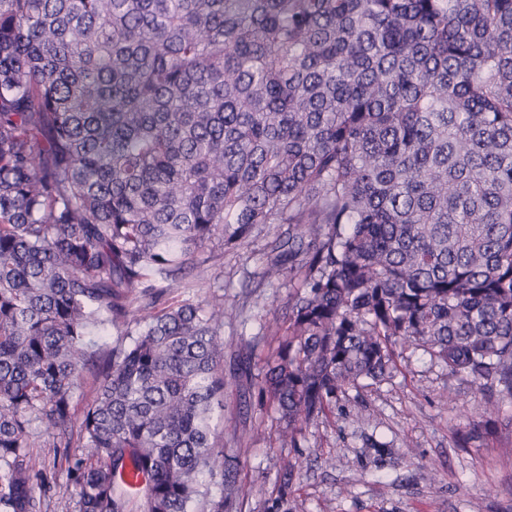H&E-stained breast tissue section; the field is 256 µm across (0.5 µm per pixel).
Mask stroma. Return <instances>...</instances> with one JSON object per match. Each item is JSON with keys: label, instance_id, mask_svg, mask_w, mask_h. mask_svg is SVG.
I'll list each match as a JSON object with an SVG mask.
<instances>
[{"label": "stroma", "instance_id": "35a3bbf8", "mask_svg": "<svg viewBox=\"0 0 512 512\" xmlns=\"http://www.w3.org/2000/svg\"><path fill=\"white\" fill-rule=\"evenodd\" d=\"M279 224H260L245 249L208 242L197 273L202 296H220L225 366L249 365L246 380L224 388L215 431L230 483L249 486L238 498L228 486L209 489L224 512H266L281 467L299 462L289 512H512V397H497L487 432L471 435L484 403L470 381L449 376L423 351L407 353L388 382L351 391L305 428L299 447L274 435L272 403L260 392L262 368L277 343L265 327L288 316L287 279H263ZM51 486L41 512H78L68 467L76 451L34 448Z\"/></svg>", "mask_w": 512, "mask_h": 512}]
</instances>
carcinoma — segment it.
I'll use <instances>...</instances> for the list:
<instances>
[{
	"mask_svg": "<svg viewBox=\"0 0 512 512\" xmlns=\"http://www.w3.org/2000/svg\"><path fill=\"white\" fill-rule=\"evenodd\" d=\"M258 224L280 444L408 351L512 396V0H0V512L36 424L79 512H222L224 301L170 294Z\"/></svg>",
	"mask_w": 512,
	"mask_h": 512,
	"instance_id": "cac0c4a2",
	"label": "carcinoma"
}]
</instances>
